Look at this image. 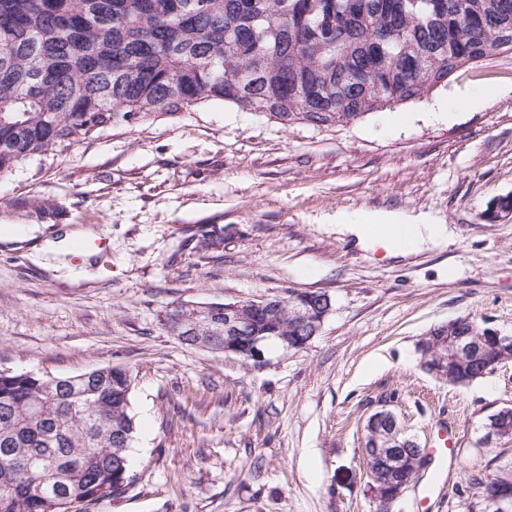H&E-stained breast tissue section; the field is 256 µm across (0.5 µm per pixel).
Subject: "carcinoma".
<instances>
[{
    "label": "carcinoma",
    "instance_id": "cac0c4a2",
    "mask_svg": "<svg viewBox=\"0 0 512 512\" xmlns=\"http://www.w3.org/2000/svg\"><path fill=\"white\" fill-rule=\"evenodd\" d=\"M512 50V0H0V176L23 159L73 144L129 118L198 103L235 104L283 125L344 126L419 101L461 68ZM195 249L218 251L204 231ZM291 291L255 312L270 349L298 344ZM473 350L458 354L439 325L419 351L458 371L484 374L512 355L471 317L455 319ZM134 378L120 366L59 380L0 374V512H89L122 496L135 435ZM371 497L413 477L422 449L408 436L385 447L366 432ZM480 489L469 512L493 500L512 512V460L469 475Z\"/></svg>",
    "mask_w": 512,
    "mask_h": 512
}]
</instances>
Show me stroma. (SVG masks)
<instances>
[{
    "instance_id": "obj_1",
    "label": "stroma",
    "mask_w": 512,
    "mask_h": 512,
    "mask_svg": "<svg viewBox=\"0 0 512 512\" xmlns=\"http://www.w3.org/2000/svg\"><path fill=\"white\" fill-rule=\"evenodd\" d=\"M512 50L422 100L335 127L285 126L233 105L118 121L0 177V370L62 377L112 365L134 378L133 483L91 512H375L364 426L389 403L421 447L452 422L458 464L391 512H468L465 470L512 459L481 445L512 406V361L468 385L438 380L415 345L468 316L512 335ZM447 228L417 252L358 241L347 221ZM224 234L196 251V228ZM105 239L80 264L47 242ZM325 292L307 348L250 370L163 326L185 303ZM511 410V407H502L495 411L491 417H489V422L484 427L485 435L482 439L483 443L488 444L489 442L498 440L500 438L501 419L505 417ZM501 432V439L512 440V416H510L508 423Z\"/></svg>"
}]
</instances>
